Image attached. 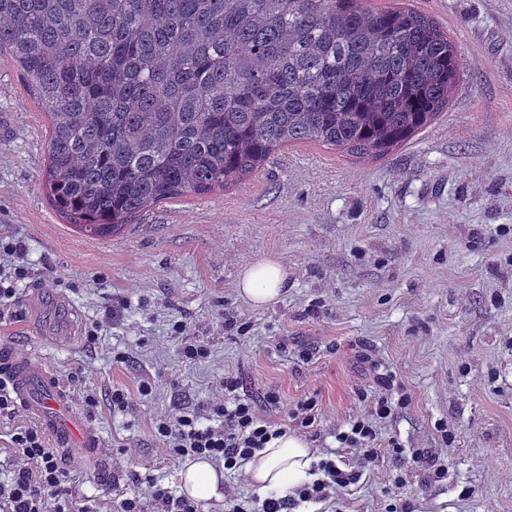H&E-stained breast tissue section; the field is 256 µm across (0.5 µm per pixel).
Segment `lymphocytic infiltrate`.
<instances>
[{
    "mask_svg": "<svg viewBox=\"0 0 512 512\" xmlns=\"http://www.w3.org/2000/svg\"><path fill=\"white\" fill-rule=\"evenodd\" d=\"M374 383L381 388L368 414L350 419L336 439L350 450L358 463L339 466L330 458L312 464L311 481L296 486L292 493L270 496L255 503H233L231 512H296L302 504L321 503L336 491L354 485L361 477L363 465L376 461L382 454L377 448L376 423L390 418L406 397L391 401L384 392L391 387L387 374L380 373ZM223 398L202 408H193L157 418L154 432L171 452L180 457H198L223 465L233 471L284 433L283 427L262 415L254 402L238 397L240 382L225 374L219 382ZM12 471L8 480H0V512H73L70 474L61 457L46 444L45 436L32 427L16 428L11 436ZM119 512H200L190 498L174 494L157 481H150L145 492H135L119 503Z\"/></svg>",
    "mask_w": 512,
    "mask_h": 512,
    "instance_id": "f902f5d3",
    "label": "lymphocytic infiltrate"
}]
</instances>
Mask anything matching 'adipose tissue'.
<instances>
[{
	"label": "adipose tissue",
	"instance_id": "ef3b65f1",
	"mask_svg": "<svg viewBox=\"0 0 512 512\" xmlns=\"http://www.w3.org/2000/svg\"><path fill=\"white\" fill-rule=\"evenodd\" d=\"M238 288L251 303L266 305L287 290L288 276L278 259L264 257L242 270ZM314 460V452L304 438L286 434L258 451L245 463L244 470L251 485L266 494L309 479ZM180 477L182 490L197 502L205 504L221 496L223 475L208 460L192 462Z\"/></svg>",
	"mask_w": 512,
	"mask_h": 512
}]
</instances>
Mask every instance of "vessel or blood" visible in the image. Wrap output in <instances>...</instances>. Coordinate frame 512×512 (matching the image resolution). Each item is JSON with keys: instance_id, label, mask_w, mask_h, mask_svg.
<instances>
[{"instance_id": "vessel-or-blood-1", "label": "vessel or blood", "mask_w": 512, "mask_h": 512, "mask_svg": "<svg viewBox=\"0 0 512 512\" xmlns=\"http://www.w3.org/2000/svg\"><path fill=\"white\" fill-rule=\"evenodd\" d=\"M0 374L7 377L17 405L50 435L55 448L67 456L101 468L98 450L102 434L75 407L59 376L41 354L0 349Z\"/></svg>"}]
</instances>
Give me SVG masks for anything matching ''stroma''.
<instances>
[{
  "instance_id": "obj_1",
  "label": "stroma",
  "mask_w": 512,
  "mask_h": 512,
  "mask_svg": "<svg viewBox=\"0 0 512 512\" xmlns=\"http://www.w3.org/2000/svg\"><path fill=\"white\" fill-rule=\"evenodd\" d=\"M409 2L463 60L431 127L383 157L286 147L241 184L149 206L111 239L77 234L51 204L49 121L0 55V243L21 245L6 264L28 270L0 346L40 348L99 426L109 468L73 465L91 512L150 479L179 489L186 462L153 422L210 402L227 373L278 423L266 392L318 399L322 422L300 435L329 457L374 392L372 362L409 397L378 422L379 442L446 459L448 479L424 485L412 464L394 489L384 456L319 512H512V0ZM266 255L288 291L255 307L236 283ZM177 322L207 358H183ZM117 387L134 395L123 411Z\"/></svg>"
}]
</instances>
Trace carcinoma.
Here are the masks:
<instances>
[{
	"instance_id": "cac0c4a2",
	"label": "carcinoma",
	"mask_w": 512,
	"mask_h": 512,
	"mask_svg": "<svg viewBox=\"0 0 512 512\" xmlns=\"http://www.w3.org/2000/svg\"><path fill=\"white\" fill-rule=\"evenodd\" d=\"M2 52L50 120L49 198L101 238L288 144L387 154L462 71L433 19L367 0H0Z\"/></svg>"
}]
</instances>
